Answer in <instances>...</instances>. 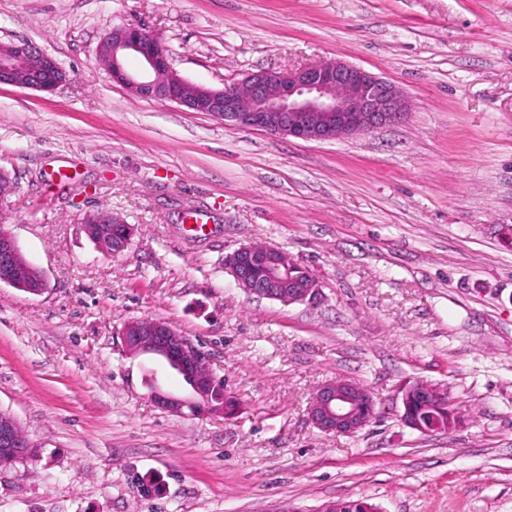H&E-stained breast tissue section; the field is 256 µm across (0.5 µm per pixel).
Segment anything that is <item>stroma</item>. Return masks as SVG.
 Listing matches in <instances>:
<instances>
[{"mask_svg":"<svg viewBox=\"0 0 512 512\" xmlns=\"http://www.w3.org/2000/svg\"><path fill=\"white\" fill-rule=\"evenodd\" d=\"M159 37L184 78L220 88L342 59L410 99L406 121L305 141L224 125L113 83L117 26ZM67 74L0 86V229L46 291L0 285V412L36 458L0 471V512H512V0H0V43ZM135 228L106 256L85 212ZM278 247L315 302L257 298L225 257ZM198 342L236 418L158 408L184 394L127 320ZM369 389L375 419L327 434L322 383ZM447 388L462 424L401 422V389Z\"/></svg>","mask_w":512,"mask_h":512,"instance_id":"35a3bbf8","label":"stroma"}]
</instances>
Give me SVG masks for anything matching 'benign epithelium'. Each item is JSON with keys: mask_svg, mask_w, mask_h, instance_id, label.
I'll use <instances>...</instances> for the list:
<instances>
[{"mask_svg": "<svg viewBox=\"0 0 512 512\" xmlns=\"http://www.w3.org/2000/svg\"><path fill=\"white\" fill-rule=\"evenodd\" d=\"M112 41L101 57L112 82L135 95L172 102L191 112H203L239 129L262 130L303 140L323 141L371 133L398 124L410 110L409 97L393 83L343 60L301 66L288 71L265 70L248 74L220 89L192 83L174 70L170 55L149 31L138 26H118L109 31ZM138 55L145 72L133 76L122 60ZM66 80L52 57L25 41H11L0 50V84L51 92ZM123 220L90 211L82 227L96 245L103 243L101 226ZM273 246L260 253L250 245L231 256V272L238 287L261 298L295 304L317 298L319 289L307 287L291 275L286 261H276ZM31 295H41L46 281L41 270L21 253L15 239L0 230V285ZM124 351L131 356H158L189 382L191 395L182 397L153 386L151 397L160 409L183 415L214 414L232 417L238 407L214 403L215 377L196 344L169 323L153 318L130 319L120 332ZM447 398V391L418 381L402 390V422L422 433L439 428L414 401L429 409ZM376 402L364 387L348 380L328 381L316 391L309 406L310 422L328 434L355 435L375 417ZM37 449L25 438L9 414L0 413V469L31 460Z\"/></svg>", "mask_w": 512, "mask_h": 512, "instance_id": "benign-epithelium-1", "label": "benign epithelium"}]
</instances>
